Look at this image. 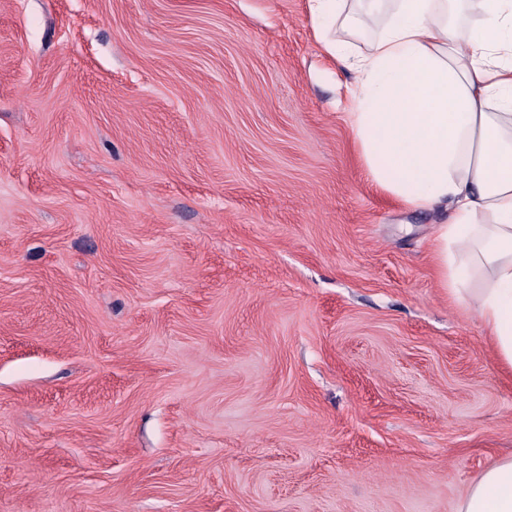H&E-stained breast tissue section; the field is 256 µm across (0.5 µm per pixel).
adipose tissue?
<instances>
[{"mask_svg": "<svg viewBox=\"0 0 512 512\" xmlns=\"http://www.w3.org/2000/svg\"><path fill=\"white\" fill-rule=\"evenodd\" d=\"M309 0L315 36L356 73L348 114L360 161L411 209L438 207L440 284L467 302L512 368V0ZM365 37L346 55L332 34ZM484 286L468 290L473 268ZM456 512H512V456L486 468Z\"/></svg>", "mask_w": 512, "mask_h": 512, "instance_id": "obj_1", "label": "adipose tissue"}]
</instances>
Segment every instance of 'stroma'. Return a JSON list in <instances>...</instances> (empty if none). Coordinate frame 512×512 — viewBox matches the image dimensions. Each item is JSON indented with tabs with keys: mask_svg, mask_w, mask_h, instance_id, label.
Instances as JSON below:
<instances>
[{
	"mask_svg": "<svg viewBox=\"0 0 512 512\" xmlns=\"http://www.w3.org/2000/svg\"><path fill=\"white\" fill-rule=\"evenodd\" d=\"M352 81L308 0H0V512H456L512 455Z\"/></svg>",
	"mask_w": 512,
	"mask_h": 512,
	"instance_id": "35a3bbf8",
	"label": "stroma"
}]
</instances>
